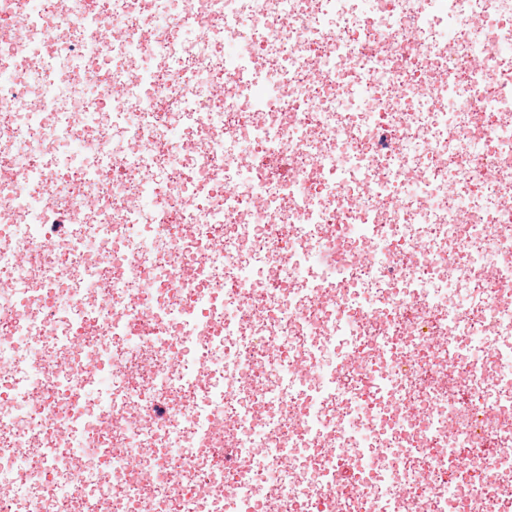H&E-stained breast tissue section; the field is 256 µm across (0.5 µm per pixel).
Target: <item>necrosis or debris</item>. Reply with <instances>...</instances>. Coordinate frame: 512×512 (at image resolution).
Returning <instances> with one entry per match:
<instances>
[{
	"instance_id": "1",
	"label": "necrosis or debris",
	"mask_w": 512,
	"mask_h": 512,
	"mask_svg": "<svg viewBox=\"0 0 512 512\" xmlns=\"http://www.w3.org/2000/svg\"><path fill=\"white\" fill-rule=\"evenodd\" d=\"M487 436L512 0H0V512H512ZM272 169L276 176L283 180L285 185L292 184L295 177L292 169L288 166V155L291 154V148L288 143L283 144L280 140H275L273 144Z\"/></svg>"
}]
</instances>
